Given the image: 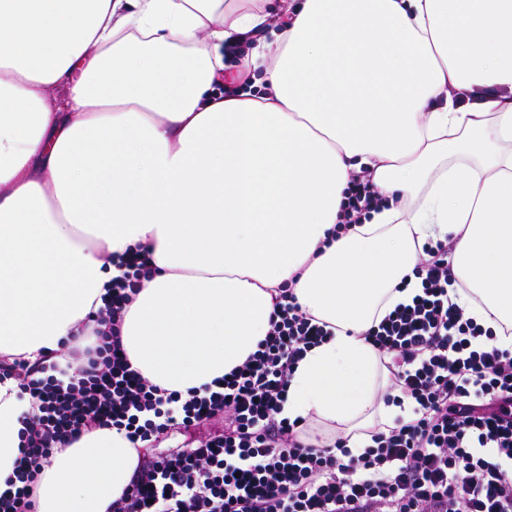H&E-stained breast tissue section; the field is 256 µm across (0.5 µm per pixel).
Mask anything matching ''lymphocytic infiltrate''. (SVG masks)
I'll return each mask as SVG.
<instances>
[{
    "label": "lymphocytic infiltrate",
    "instance_id": "obj_1",
    "mask_svg": "<svg viewBox=\"0 0 512 512\" xmlns=\"http://www.w3.org/2000/svg\"><path fill=\"white\" fill-rule=\"evenodd\" d=\"M381 203L354 176L339 224L361 223ZM450 241L423 248L420 294L372 325L366 340L389 371L386 402L409 416L374 428L359 450L337 433L312 447L304 418L283 417L304 352L331 335L294 294L274 305L269 329L229 374L188 393L168 391L133 370L119 329L152 275L148 253L120 259L104 304L85 318L84 343L36 362L0 355V378L29 398L15 491L0 512H36V483L55 446L97 428L147 441L176 426L223 417L224 433L138 463L107 512H512V335L478 323L450 269Z\"/></svg>",
    "mask_w": 512,
    "mask_h": 512
}]
</instances>
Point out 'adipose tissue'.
<instances>
[{"instance_id":"adipose-tissue-1","label":"adipose tissue","mask_w":512,"mask_h":512,"mask_svg":"<svg viewBox=\"0 0 512 512\" xmlns=\"http://www.w3.org/2000/svg\"><path fill=\"white\" fill-rule=\"evenodd\" d=\"M273 24L237 59L264 92L222 93L223 50ZM362 172L382 204L337 232ZM445 238L473 316L512 322V0H0V352L58 348L101 306L105 255L144 248L157 273L121 326L133 369L182 393L223 377L292 288L335 331L283 414L357 446L399 413L365 333ZM17 392L0 382V492ZM137 463L116 430L84 433L54 449L37 512H106Z\"/></svg>"}]
</instances>
